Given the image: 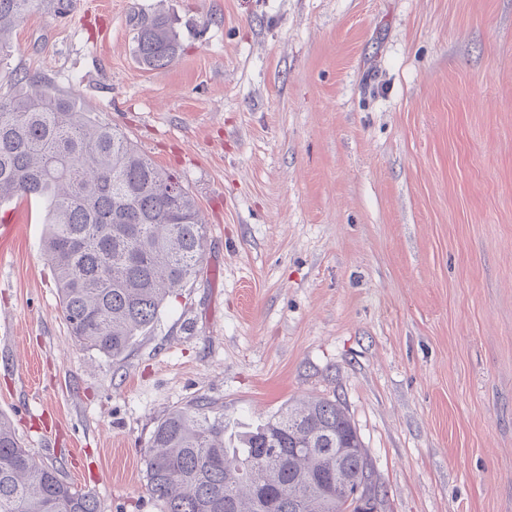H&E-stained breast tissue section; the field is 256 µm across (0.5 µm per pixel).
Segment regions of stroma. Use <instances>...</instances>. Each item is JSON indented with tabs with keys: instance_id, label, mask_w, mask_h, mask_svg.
Masks as SVG:
<instances>
[{
	"instance_id": "1",
	"label": "stroma",
	"mask_w": 512,
	"mask_h": 512,
	"mask_svg": "<svg viewBox=\"0 0 512 512\" xmlns=\"http://www.w3.org/2000/svg\"><path fill=\"white\" fill-rule=\"evenodd\" d=\"M163 11L182 51L137 61ZM48 80L180 176L202 269L120 358L76 345L42 215L0 204V414L104 502L209 398L227 434L340 398L381 512H512V0H70L14 29ZM131 23L136 56L144 69L167 67L179 55L178 35L164 14H134Z\"/></svg>"
}]
</instances>
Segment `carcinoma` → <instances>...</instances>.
I'll return each mask as SVG.
<instances>
[{"instance_id": "obj_1", "label": "carcinoma", "mask_w": 512, "mask_h": 512, "mask_svg": "<svg viewBox=\"0 0 512 512\" xmlns=\"http://www.w3.org/2000/svg\"><path fill=\"white\" fill-rule=\"evenodd\" d=\"M43 5L0 0V67L12 29ZM139 64L169 66L177 33L162 13L131 18ZM0 95V204L43 215L41 246L75 343L114 359L196 276L207 227L179 178L51 83L14 73ZM338 399L291 405L224 440V414L199 397L159 419L144 455L147 490L163 512H347L369 458ZM0 512H106L60 478L0 414Z\"/></svg>"}]
</instances>
